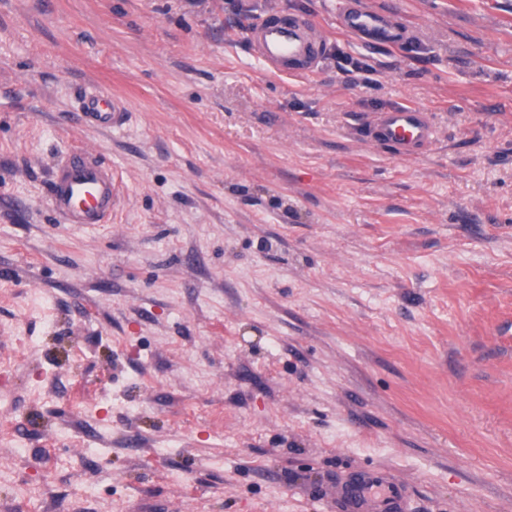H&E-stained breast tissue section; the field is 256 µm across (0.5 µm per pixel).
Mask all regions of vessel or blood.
<instances>
[{
  "label": "vessel or blood",
  "mask_w": 512,
  "mask_h": 512,
  "mask_svg": "<svg viewBox=\"0 0 512 512\" xmlns=\"http://www.w3.org/2000/svg\"><path fill=\"white\" fill-rule=\"evenodd\" d=\"M336 28L368 47H399L413 36L410 26L397 22L392 13L373 9L366 0H341L336 6ZM248 40L259 64L289 75L315 73L325 49L321 29L303 14L261 19L249 30ZM77 112L80 119L115 132L127 123L123 103L100 89L84 91ZM360 135L404 159L425 155L437 141L429 113L411 104L379 113L361 126ZM116 199L112 169L105 162L83 150L70 151L59 159L49 201L62 223H105ZM340 500L344 512H410L404 484L383 468L349 473L341 484Z\"/></svg>",
  "instance_id": "vessel-or-blood-1"
}]
</instances>
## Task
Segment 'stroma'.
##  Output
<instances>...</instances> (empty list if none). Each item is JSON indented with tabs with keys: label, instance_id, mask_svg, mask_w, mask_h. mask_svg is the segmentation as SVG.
Masks as SVG:
<instances>
[{
	"label": "stroma",
	"instance_id": "35a3bbf8",
	"mask_svg": "<svg viewBox=\"0 0 512 512\" xmlns=\"http://www.w3.org/2000/svg\"><path fill=\"white\" fill-rule=\"evenodd\" d=\"M226 2L0 0V512H341L378 468L412 512H512V0H367L401 49ZM290 14L308 77L246 40ZM401 103L424 157L356 132ZM76 149L118 190L94 228L49 205ZM248 40L259 64L289 75L315 73L325 49L322 30L303 14L261 19L249 30ZM78 117L98 127L121 131L127 123V108L110 93L100 89L84 91L77 108Z\"/></svg>",
	"mask_w": 512,
	"mask_h": 512
}]
</instances>
